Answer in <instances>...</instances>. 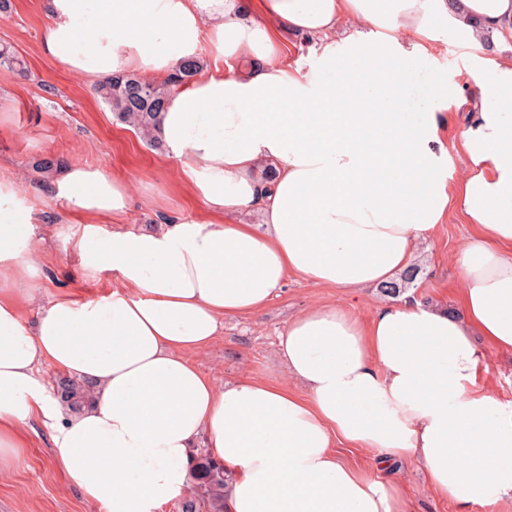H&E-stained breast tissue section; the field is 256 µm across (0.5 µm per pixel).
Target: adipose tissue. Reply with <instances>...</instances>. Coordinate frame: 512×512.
Masks as SVG:
<instances>
[{
  "label": "adipose tissue",
  "instance_id": "obj_1",
  "mask_svg": "<svg viewBox=\"0 0 512 512\" xmlns=\"http://www.w3.org/2000/svg\"><path fill=\"white\" fill-rule=\"evenodd\" d=\"M41 50L95 82L175 88L155 134L201 216L153 228L107 226L129 186L68 164L50 191L83 222L73 242L106 295L54 296L35 320L32 207L0 174V451L34 418L67 482L104 512H158L186 493L205 439L234 479L226 512H406L397 460L462 512L512 499V401L479 384L476 337L512 353V58L476 54L470 119L456 153L450 113L399 112L402 88L443 33L465 47L512 40V0H43ZM310 37L309 72L281 62L279 28ZM230 63L228 72L213 63ZM271 170L263 179L262 170ZM460 170L451 181L448 171ZM257 224L235 221L243 211ZM475 231L457 262V317L408 298L357 316L310 307L279 341L293 386H216L194 365L225 319L260 312L290 275L314 285L378 286L410 268L449 212ZM50 365L92 390L63 415L39 375ZM370 451L342 461L336 445Z\"/></svg>",
  "mask_w": 512,
  "mask_h": 512
}]
</instances>
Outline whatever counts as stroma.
Wrapping results in <instances>:
<instances>
[{
	"mask_svg": "<svg viewBox=\"0 0 512 512\" xmlns=\"http://www.w3.org/2000/svg\"><path fill=\"white\" fill-rule=\"evenodd\" d=\"M46 22L40 0H10L9 11L0 12V42L12 45L27 65L23 74L0 68V168H8L26 190L36 211V227L47 234L37 247V281L43 297L61 292L100 296L112 289L113 281L82 273L72 248L81 219L64 213L47 191L51 174L43 170L44 161L88 164L128 182L130 206L120 220L124 226L189 220L199 214L200 205L178 192L175 161L117 122L95 84L65 72L40 53ZM465 63V49L452 38L438 41L408 90L413 108L455 111L454 102L439 97L436 89L464 85ZM471 232V225L453 217L419 246L420 272L408 290L410 297L460 314L456 258ZM341 301L366 316L389 299L375 288L315 286L292 275L261 312L225 320L210 346L191 359L218 384L244 377L287 382L277 365L280 334L308 308ZM48 434L42 421H33L22 448L0 460V512H102L55 468ZM394 477L401 484L407 512H460L455 503L425 487L416 462L400 463Z\"/></svg>",
	"mask_w": 512,
	"mask_h": 512,
	"instance_id": "1",
	"label": "stroma"
}]
</instances>
